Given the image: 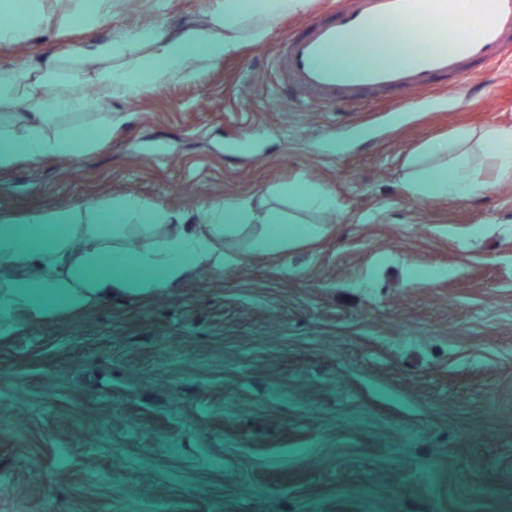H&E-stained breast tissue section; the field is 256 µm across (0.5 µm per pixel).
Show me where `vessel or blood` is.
<instances>
[{"label": "vessel or blood", "instance_id": "1", "mask_svg": "<svg viewBox=\"0 0 512 512\" xmlns=\"http://www.w3.org/2000/svg\"><path fill=\"white\" fill-rule=\"evenodd\" d=\"M432 26L422 31V17ZM512 55V0H347L272 50L283 85L325 106L358 109L393 93V109H419L435 86Z\"/></svg>", "mask_w": 512, "mask_h": 512}]
</instances>
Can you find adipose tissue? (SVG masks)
Here are the masks:
<instances>
[{
	"label": "adipose tissue",
	"mask_w": 512,
	"mask_h": 512,
	"mask_svg": "<svg viewBox=\"0 0 512 512\" xmlns=\"http://www.w3.org/2000/svg\"><path fill=\"white\" fill-rule=\"evenodd\" d=\"M309 5L310 0H224L208 12L200 29L148 28L75 45L71 57L79 66V77L74 90L64 96L55 92L59 79L56 57L31 60L21 76L9 63L0 62V168L23 158L78 157L93 150L98 137L111 133V123H104L93 136L81 125L62 123L63 112L90 104L111 106L113 99L136 96L146 80H190L197 67L222 61L242 42H262L279 16L306 11ZM136 45L149 47V54L137 58L132 66H114V59L124 57ZM86 81L92 83L94 96L84 94ZM476 149L491 159L493 176H482L473 166ZM511 180L512 126L490 127L478 134L460 129L447 140L421 147L408 165L405 190L425 203L478 196ZM201 211L199 224H169L164 214H157L159 234L152 237L147 250L133 251L129 242L138 232L136 226L98 223L99 208L82 203L72 212L50 213L43 225L48 235L33 251L0 245V267L36 265L44 281L64 286L69 304L78 309L109 295L112 278L100 274L99 268L112 254L144 269L138 287L159 288L182 279L192 269L221 263L217 244L224 235L234 233L236 225L265 224L266 233L253 242L261 251H282L293 238L287 220L271 208L257 211L227 201L202 206ZM78 213L85 216V223H74Z\"/></svg>",
	"instance_id": "adipose-tissue-1"
}]
</instances>
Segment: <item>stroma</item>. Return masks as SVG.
Listing matches in <instances>:
<instances>
[{
  "label": "stroma",
  "mask_w": 512,
  "mask_h": 512,
  "mask_svg": "<svg viewBox=\"0 0 512 512\" xmlns=\"http://www.w3.org/2000/svg\"><path fill=\"white\" fill-rule=\"evenodd\" d=\"M336 0H311L260 43L111 112L67 115L112 136L79 158L0 169V234L25 250L38 215L137 199L191 221L224 199L286 209L301 242L254 250L163 288L72 311L34 270L0 285V512H512V183L428 204L404 190L432 139L512 126V59L407 114L382 94L336 112L284 92L271 50ZM208 0H109L94 22L53 5L0 60L201 23ZM254 128L252 137L243 128ZM282 193L301 207L329 210L333 206L331 195L321 188L288 186L282 190Z\"/></svg>",
  "instance_id": "35a3bbf8"
}]
</instances>
